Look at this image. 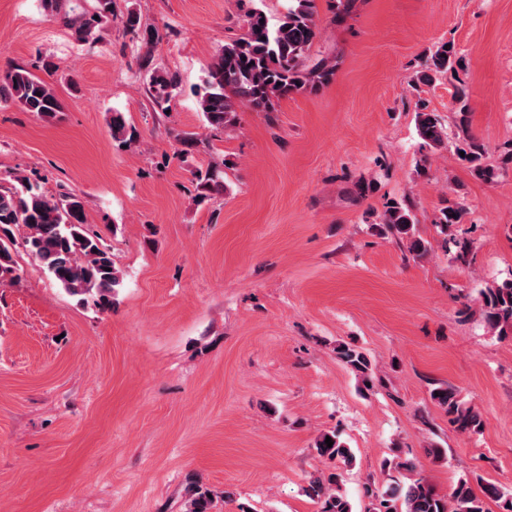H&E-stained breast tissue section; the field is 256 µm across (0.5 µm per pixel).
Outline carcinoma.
<instances>
[{
	"instance_id": "cac0c4a2",
	"label": "carcinoma",
	"mask_w": 512,
	"mask_h": 512,
	"mask_svg": "<svg viewBox=\"0 0 512 512\" xmlns=\"http://www.w3.org/2000/svg\"><path fill=\"white\" fill-rule=\"evenodd\" d=\"M278 24L272 26L263 11L253 8L245 13L247 31L224 44L211 62L204 86L198 93L197 106L207 123L214 128L232 127L239 110L274 112L280 99L301 90H316L328 84L336 64L320 59L306 64L318 36L314 0H294ZM112 15V0H98L97 10L85 15L79 34L87 37ZM457 51L454 44L443 42L420 72L418 80L430 84L436 75L455 70ZM150 85L155 103L163 106L178 86V78L167 71L154 70ZM454 99L460 105L461 118L455 134L462 144L464 159L479 178L492 181L495 169L483 165L484 147L470 133L466 120L468 89L456 87ZM0 101L20 106L27 112L50 120L61 112V102L48 82L23 68H13L0 76ZM416 129L423 144L440 148L448 143V131L434 112H416ZM197 194L202 203L223 189L219 172L208 168L195 173ZM463 209L446 206L440 210L436 224L455 247V259L466 263L472 242L452 234V227L461 223ZM384 231L407 242L416 256L428 252V242L416 235V215L412 206L399 201L386 203L380 216ZM28 229L24 246L42 264L62 289L83 304L99 310L112 308L123 277L112 260V253L103 238L90 230L85 220V205L75 192L48 195L30 179L15 175L9 184L0 185V283L19 279L14 258L15 229ZM482 315L488 328L500 337L512 335V279L490 285L480 292ZM337 355L352 373L361 377L366 389L373 388V369L365 353L347 345L337 347ZM430 397L448 414V421L461 432H477L483 421L473 407L459 398L452 386L440 385ZM331 438L332 446L325 444ZM317 455L330 462L348 465L353 460L351 449L332 432L320 435L314 444ZM343 473L313 475L306 494L320 505L319 512H352L351 503L340 493ZM186 512H212L213 498L194 477L187 478ZM480 492H475L474 487ZM497 504L499 512H512V491L485 480L472 472L458 480L451 493L443 497L423 478L402 480L389 478L382 491L374 496L368 512H487L485 501Z\"/></svg>"
}]
</instances>
